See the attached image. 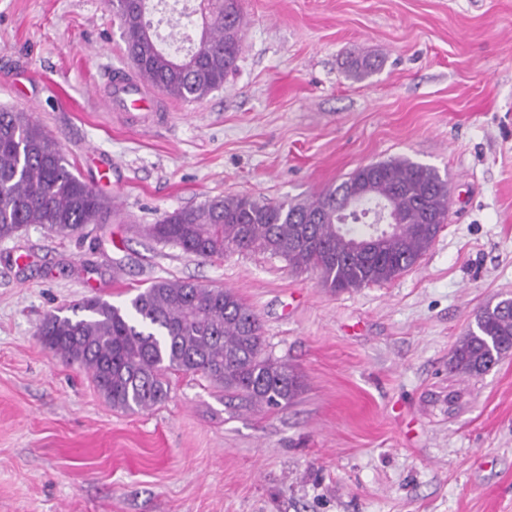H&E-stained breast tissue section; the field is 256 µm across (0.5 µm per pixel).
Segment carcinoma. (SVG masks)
<instances>
[{"label":"carcinoma","instance_id":"cac0c4a2","mask_svg":"<svg viewBox=\"0 0 512 512\" xmlns=\"http://www.w3.org/2000/svg\"><path fill=\"white\" fill-rule=\"evenodd\" d=\"M107 0L125 50L137 71L164 94L197 101L224 85L242 50L238 0H208L199 42L182 56L159 45L146 20L149 4ZM380 60L356 58L350 73L365 78ZM368 186L391 203L394 230L384 235L355 216L336 221L352 190ZM110 206L74 173L58 141L23 112L0 110V239L27 224L82 238L105 223ZM448 219V182L437 169L398 157L353 170L306 201L272 205L249 195L208 199L164 214L146 226L153 240L203 259L260 250L295 269H311L335 291L390 282L432 247ZM43 345L86 368L105 401L142 411L168 398L166 374L200 373L250 407H286L304 381L264 352L258 316L229 288L186 280H157L126 305L100 296L48 313L39 328ZM512 352V298L484 304L456 343L450 371L462 378L489 372Z\"/></svg>","mask_w":512,"mask_h":512}]
</instances>
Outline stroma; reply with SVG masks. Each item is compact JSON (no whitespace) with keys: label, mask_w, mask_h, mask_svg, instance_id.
<instances>
[{"label":"stroma","mask_w":512,"mask_h":512,"mask_svg":"<svg viewBox=\"0 0 512 512\" xmlns=\"http://www.w3.org/2000/svg\"><path fill=\"white\" fill-rule=\"evenodd\" d=\"M222 87L126 125L103 97L131 70L105 0H0V108L25 112L112 203L82 238L0 239V512H512V354L463 379L448 359L512 296V0H240ZM183 55L200 28L162 14ZM381 68L357 81L353 55ZM406 156L453 201L391 282L335 292L260 251L204 260L144 225L205 199L298 201ZM159 279L233 289L306 388L253 410L202 375L122 412L46 349L49 312L119 305Z\"/></svg>","instance_id":"stroma-1"}]
</instances>
